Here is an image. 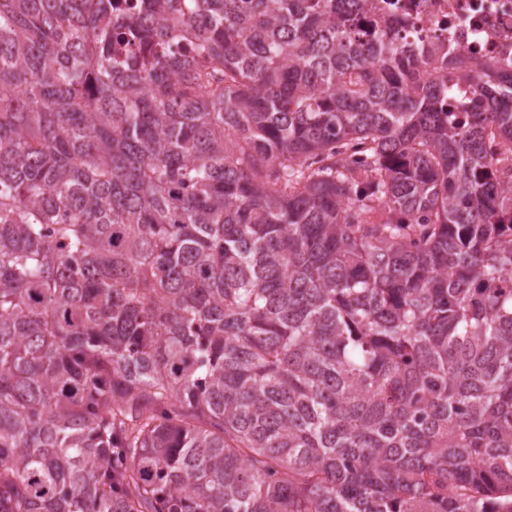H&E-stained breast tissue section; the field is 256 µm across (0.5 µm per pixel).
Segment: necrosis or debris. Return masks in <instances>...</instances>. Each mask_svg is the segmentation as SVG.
I'll use <instances>...</instances> for the list:
<instances>
[{
	"label": "necrosis or debris",
	"instance_id": "necrosis-or-debris-1",
	"mask_svg": "<svg viewBox=\"0 0 512 512\" xmlns=\"http://www.w3.org/2000/svg\"><path fill=\"white\" fill-rule=\"evenodd\" d=\"M404 19L400 35L484 62L512 61V0H385Z\"/></svg>",
	"mask_w": 512,
	"mask_h": 512
}]
</instances>
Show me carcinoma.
I'll use <instances>...</instances> for the list:
<instances>
[{
    "label": "carcinoma",
    "instance_id": "1",
    "mask_svg": "<svg viewBox=\"0 0 512 512\" xmlns=\"http://www.w3.org/2000/svg\"><path fill=\"white\" fill-rule=\"evenodd\" d=\"M375 0H0V512H512V69ZM451 112H476L479 96L475 83L468 77H457L452 82Z\"/></svg>",
    "mask_w": 512,
    "mask_h": 512
}]
</instances>
